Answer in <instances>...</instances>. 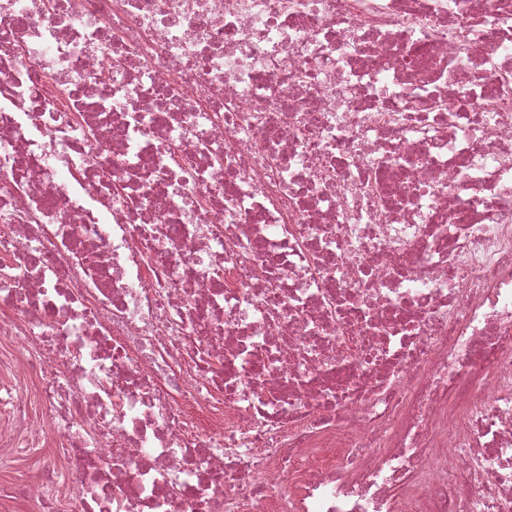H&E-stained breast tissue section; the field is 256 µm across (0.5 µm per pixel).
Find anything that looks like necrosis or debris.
Instances as JSON below:
<instances>
[{
	"instance_id": "necrosis-or-debris-1",
	"label": "necrosis or debris",
	"mask_w": 512,
	"mask_h": 512,
	"mask_svg": "<svg viewBox=\"0 0 512 512\" xmlns=\"http://www.w3.org/2000/svg\"><path fill=\"white\" fill-rule=\"evenodd\" d=\"M41 512H512V0H0V467ZM53 456L61 458L63 456V448H41L36 454H29L18 458L12 469L0 470V512H40L34 502L24 499L2 498L1 492L2 488L6 489L10 485L17 483L27 474H36L43 460Z\"/></svg>"
}]
</instances>
